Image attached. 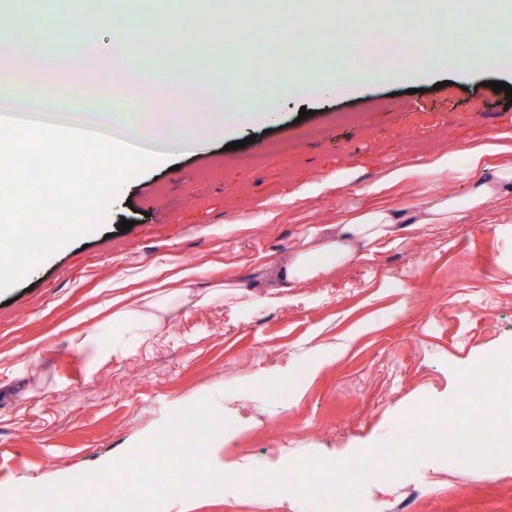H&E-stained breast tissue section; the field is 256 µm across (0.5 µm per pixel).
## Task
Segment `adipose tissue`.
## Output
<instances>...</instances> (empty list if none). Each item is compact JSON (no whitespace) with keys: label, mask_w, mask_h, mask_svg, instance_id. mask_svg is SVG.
Here are the masks:
<instances>
[{"label":"adipose tissue","mask_w":512,"mask_h":512,"mask_svg":"<svg viewBox=\"0 0 512 512\" xmlns=\"http://www.w3.org/2000/svg\"><path fill=\"white\" fill-rule=\"evenodd\" d=\"M512 190V167L495 170L492 179L478 182L462 196H434L414 213L417 224H445L460 212L481 207L493 197ZM402 212L386 209H365L306 234L287 264L273 271L275 279L305 282L320 277L332 269L352 262L358 254L383 241L398 229ZM174 300L173 294L150 292L135 304L122 305L112 311V321L119 326L101 359L126 354L151 345L165 330L163 316Z\"/></svg>","instance_id":"obj_1"}]
</instances>
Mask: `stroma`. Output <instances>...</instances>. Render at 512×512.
<instances>
[{"label": "stroma", "mask_w": 512, "mask_h": 512, "mask_svg": "<svg viewBox=\"0 0 512 512\" xmlns=\"http://www.w3.org/2000/svg\"><path fill=\"white\" fill-rule=\"evenodd\" d=\"M8 63L52 89L112 71L107 59L78 74L0 50ZM495 81L512 85V65L466 73L451 57L427 74L309 86L274 103L275 121L240 126L128 182L93 232L0 294V497L100 469L208 397L230 422L209 461L236 480L190 512H332L325 498L256 492L247 478L398 439L424 400H454L457 370L512 344V193L446 224H404L353 264L280 283L276 302L198 300L217 279L253 290L307 228L369 207L409 216L512 165V102ZM500 133L508 151L473 167L470 147ZM438 158L445 174L427 169ZM410 165L420 175L385 181ZM197 267L151 348L100 364L94 349L69 343L73 323L112 335L114 292L158 288ZM364 495L367 512H512V462L427 458L372 479Z\"/></svg>", "instance_id": "obj_1"}]
</instances>
